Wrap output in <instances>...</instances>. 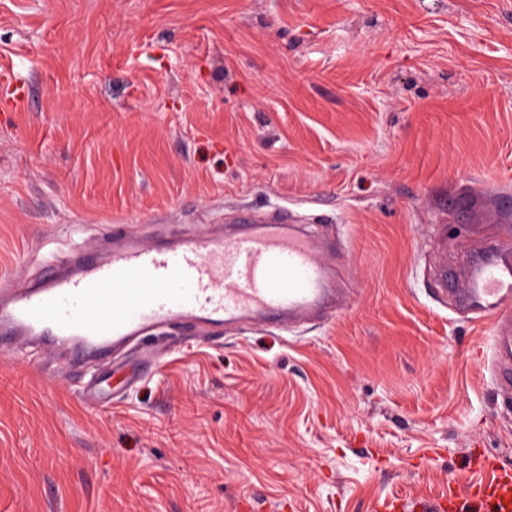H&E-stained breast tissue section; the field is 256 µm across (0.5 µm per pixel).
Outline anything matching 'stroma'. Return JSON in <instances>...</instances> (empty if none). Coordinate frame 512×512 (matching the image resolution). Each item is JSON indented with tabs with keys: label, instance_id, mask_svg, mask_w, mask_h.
<instances>
[{
	"label": "stroma",
	"instance_id": "35a3bbf8",
	"mask_svg": "<svg viewBox=\"0 0 512 512\" xmlns=\"http://www.w3.org/2000/svg\"><path fill=\"white\" fill-rule=\"evenodd\" d=\"M0 280L242 216L310 225L336 305L162 334L106 412L0 356V512H375L512 470V317L470 322L473 252L512 242V0H0ZM493 375L497 381L512 387V339L499 336L494 339Z\"/></svg>",
	"mask_w": 512,
	"mask_h": 512
}]
</instances>
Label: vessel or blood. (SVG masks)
Masks as SVG:
<instances>
[{
  "label": "vessel or blood",
  "instance_id": "1",
  "mask_svg": "<svg viewBox=\"0 0 512 512\" xmlns=\"http://www.w3.org/2000/svg\"><path fill=\"white\" fill-rule=\"evenodd\" d=\"M490 250L461 290L476 322L512 310V260L501 257L500 244ZM315 251L311 236L284 211L268 224L243 223L229 240L220 230L175 245L119 234L106 257L82 255L74 272L45 258L38 279L1 289L0 353L14 357L37 349L94 360L108 374L121 355L174 323L203 330L306 321L329 293ZM493 375L512 385L511 338L494 340ZM77 392L89 409L107 403L100 381L84 382ZM467 465L490 475L466 487L472 512H512V471L490 458Z\"/></svg>",
  "mask_w": 512,
  "mask_h": 512
}]
</instances>
